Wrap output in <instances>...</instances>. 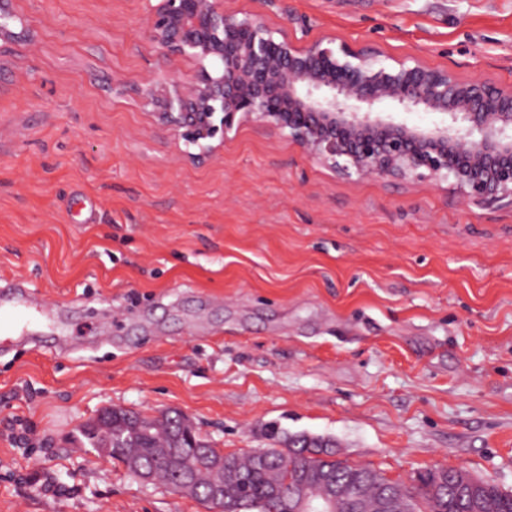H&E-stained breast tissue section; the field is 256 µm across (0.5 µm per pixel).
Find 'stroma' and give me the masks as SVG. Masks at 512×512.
Returning <instances> with one entry per match:
<instances>
[{"instance_id": "35a3bbf8", "label": "stroma", "mask_w": 512, "mask_h": 512, "mask_svg": "<svg viewBox=\"0 0 512 512\" xmlns=\"http://www.w3.org/2000/svg\"><path fill=\"white\" fill-rule=\"evenodd\" d=\"M0 40V287L43 308L0 346V512H212L83 444L107 407L177 411L227 454L271 427L414 484L512 493V208L341 178L246 125L182 157L141 94L186 79L147 0H13ZM301 43L512 85V0H224ZM14 29H19V32ZM2 35L32 41L29 22L13 10L12 0L0 1V36Z\"/></svg>"}]
</instances>
